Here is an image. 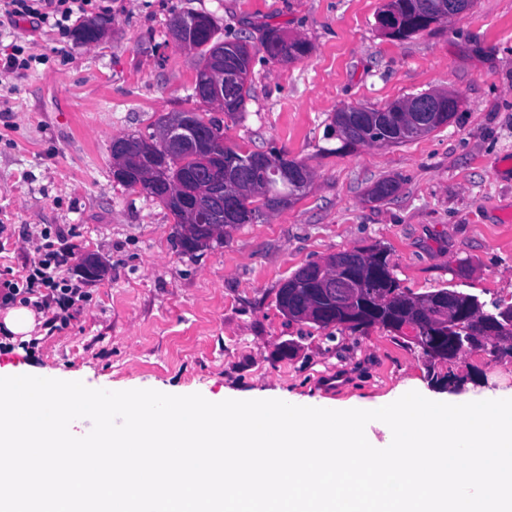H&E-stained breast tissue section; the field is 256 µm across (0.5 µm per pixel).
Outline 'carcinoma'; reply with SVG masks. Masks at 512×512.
Returning a JSON list of instances; mask_svg holds the SVG:
<instances>
[{
	"label": "carcinoma",
	"instance_id": "obj_1",
	"mask_svg": "<svg viewBox=\"0 0 512 512\" xmlns=\"http://www.w3.org/2000/svg\"><path fill=\"white\" fill-rule=\"evenodd\" d=\"M441 0H391L379 14V25L386 35L403 40L430 29L431 25L445 20L440 15ZM201 19V31L196 33L190 46L198 57L196 81L207 76L211 66L213 50L224 46L225 66L236 68L247 60L237 56L238 41H224L219 37V26L215 17L206 12L187 11L178 15V19L192 24ZM261 47L266 50L271 60H296L307 55L311 44L302 38L288 41L285 33L277 26H267L262 33ZM250 87L245 84L237 86L231 99L226 103L224 114L233 117L245 108ZM197 107L186 111L188 119L199 129L205 138L203 148L209 151L224 152V167L212 172L210 180L218 189L233 188L242 197L241 207L246 214L245 224H252L263 216V210L273 209L277 198L300 196L303 191L293 188L284 181L281 173L291 167L300 166L303 161L288 157L285 151L268 152L267 164L257 166L253 163L255 153L236 151L224 146L223 127L214 117L205 118L211 111V104L197 98L191 93ZM408 101H397L383 108H366L364 116L366 125L343 136L349 145L380 143L382 145L401 144L417 137L429 134L437 129L405 124ZM398 189V183L385 178L374 184L368 197L374 201L383 200ZM174 217L175 242L185 253H194L211 246V243L223 238V234L212 235L205 215H200V222L191 225V235H186V225L177 203L162 200ZM390 265L389 254L383 248L352 250L336 254L326 261V267L320 268L310 263L295 272L286 282L288 290L297 291L308 300L318 301L324 295L334 299L348 297L351 303L343 308L324 301L326 312L315 316L311 323L320 329L329 327L349 330H362L380 326L394 338L403 340L408 348H416L431 360L444 358L451 350L448 337L455 335L436 308L440 295H452L453 304L459 309L477 307V296L462 290L440 288L423 294H414L401 286L394 273L387 270ZM502 323L498 343L482 337L473 346L475 350L489 352L492 356L512 355V302L506 304V312L500 317ZM413 322L418 326V335L412 339L400 333L401 326Z\"/></svg>",
	"mask_w": 512,
	"mask_h": 512
}]
</instances>
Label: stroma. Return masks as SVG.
<instances>
[{"instance_id":"stroma-1","label":"stroma","mask_w":512,"mask_h":512,"mask_svg":"<svg viewBox=\"0 0 512 512\" xmlns=\"http://www.w3.org/2000/svg\"><path fill=\"white\" fill-rule=\"evenodd\" d=\"M385 2L91 0L65 31L0 13V42L32 58L0 72V270L23 274L47 230L77 245L61 275L88 295L66 329L37 325L29 347L1 353L0 371L218 399L373 400L409 383L447 397L451 373L465 391L512 392V357L431 362L379 328L330 341L277 306L301 267L373 244L413 292L451 286L512 302V0H474L406 40L380 30ZM187 11L213 14L226 40L274 25L312 46L288 63L257 52L244 111L221 119L227 146L284 150L312 169L311 185L192 255L162 202L112 178L114 139L194 106L197 57L168 33ZM100 17L102 39L77 42L74 27ZM432 90L461 106L429 134L351 148L326 135L344 107ZM383 178L397 192L369 200ZM89 256L98 277L82 271Z\"/></svg>"}]
</instances>
